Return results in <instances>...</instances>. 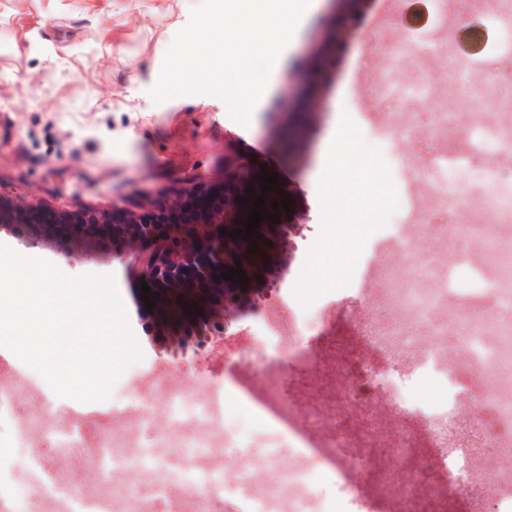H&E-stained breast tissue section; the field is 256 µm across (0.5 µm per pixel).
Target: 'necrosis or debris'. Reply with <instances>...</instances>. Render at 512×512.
Here are the masks:
<instances>
[{"instance_id":"1","label":"necrosis or debris","mask_w":512,"mask_h":512,"mask_svg":"<svg viewBox=\"0 0 512 512\" xmlns=\"http://www.w3.org/2000/svg\"><path fill=\"white\" fill-rule=\"evenodd\" d=\"M488 4L496 40L471 63L449 58L448 96L436 95L429 83L415 80L403 85L401 97L391 98L394 111L383 119L389 135L404 136L411 122L399 109L402 98L431 99L433 138L438 141L458 112L480 113V122L460 137L463 150L431 149L406 161L422 188L432 189L452 206L460 200L459 173L470 171L475 224L438 225L441 242L458 262L454 268L439 267L441 287H422L421 272L438 267L437 260L407 237L392 241L402 263H379L377 274L397 315L392 338L401 350L416 352L414 361L388 383L396 413L418 403L407 385L414 374L436 373L453 383V396L442 393L436 398L448 407L435 454L444 487L462 495L471 512H512V479L503 475L512 467V395L501 390L512 382V90L483 79L501 57L512 56V0ZM423 335L430 344L416 350ZM452 348L462 353L466 366L451 372L447 361ZM476 405L482 415L469 417ZM164 410L176 432L156 437L150 450L140 440L143 418L133 419L129 434L118 435L89 423H58L52 414H44L30 424L35 437L57 441L63 448L84 441L95 448L100 467L93 481L75 484L56 464L34 457L30 464L38 481L21 492L0 472V500L8 501L12 512H171L176 504L181 512H216L220 501L229 504V512H367L351 485L337 492L335 503H328L327 483L301 475L310 464L308 448L260 408L251 413L257 428L278 436L275 451L262 459L263 485L245 477H222L212 490L196 492L192 475L199 463L223 459L225 449L238 442L214 436L205 409L185 415L180 394H170ZM285 457L292 461L286 469L281 466Z\"/></svg>"}]
</instances>
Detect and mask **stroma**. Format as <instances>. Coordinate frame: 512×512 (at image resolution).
Instances as JSON below:
<instances>
[{"label":"stroma","mask_w":512,"mask_h":512,"mask_svg":"<svg viewBox=\"0 0 512 512\" xmlns=\"http://www.w3.org/2000/svg\"><path fill=\"white\" fill-rule=\"evenodd\" d=\"M195 2L0 0V197L24 206L75 210L108 208L134 195L149 199L192 190L223 178L224 149L234 144L288 182L296 203L309 215L292 237L287 271L266 299L289 308L296 301L293 290L308 249L321 230L322 158L342 113H349L364 144L380 149L392 165L391 178L406 211L374 233L358 259L351 281L362 284V303H352L340 287L306 309L293 343L309 352V359L294 358L275 337L268 342L269 368L226 359L213 349L197 358L174 357L159 338L146 333L141 294L127 261L90 255L68 268L74 276L114 277L143 353L105 402L112 412L111 429L123 431L126 409L140 400L152 408V429L167 433L161 409L173 391L209 399L229 414L237 413L236 402L243 398L266 407L296 439L319 452V469L335 468V457L325 450L332 431H341L349 444L347 471L375 512H404L399 491L383 490L373 471L388 463L401 443L419 457L432 456L437 443L431 422L411 411L396 415L388 392L377 391L355 405L343 401L341 392L367 369L390 375L406 357L389 337L364 327L367 319L380 321L389 314L377 278L367 275L370 259L399 262L390 239L400 233L411 235L425 253L439 247L435 202L425 204V218H412L413 176L394 168L399 153L428 140L427 109L418 99L404 102L412 138L390 139L371 120L388 112V104L367 95L390 51L429 29L430 0H394L382 17L377 0H368L339 52L308 140L288 163L273 136L301 97L303 72L322 48L327 22L341 13V0H311L246 128L229 118L217 98L176 97L158 104L148 94ZM16 368L17 414L41 416L48 403L64 407V399L35 370L21 362Z\"/></svg>","instance_id":"stroma-1"}]
</instances>
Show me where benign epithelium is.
<instances>
[{
    "label": "benign epithelium",
    "instance_id": "1",
    "mask_svg": "<svg viewBox=\"0 0 512 512\" xmlns=\"http://www.w3.org/2000/svg\"><path fill=\"white\" fill-rule=\"evenodd\" d=\"M342 13L331 24L324 49L305 76L300 112L320 111L322 88L328 72L336 67V49L350 35L352 16L363 6ZM263 164L253 155L232 147L224 154V180L185 192L159 196L146 203L130 201L112 205L110 211L83 208L59 213L14 205L0 197V224H24L35 239L65 244L62 255L75 265L97 252L135 256L140 267L137 281L147 283L154 307L150 331L168 341L197 336L196 347L209 345V336L234 335L238 321L260 308L276 280L285 271L290 250V234L303 220L296 204L291 211L273 210L270 203L281 194L292 193L286 182L265 194L266 213L279 223L265 219L257 232L260 239L230 237V231L244 229L255 199L262 194L259 175ZM253 192H246V188ZM248 203H243V200ZM242 222H236V219ZM227 233H221V229ZM257 251H249L251 243ZM242 269V284L226 281L221 273ZM201 314H196V311Z\"/></svg>",
    "mask_w": 512,
    "mask_h": 512
}]
</instances>
